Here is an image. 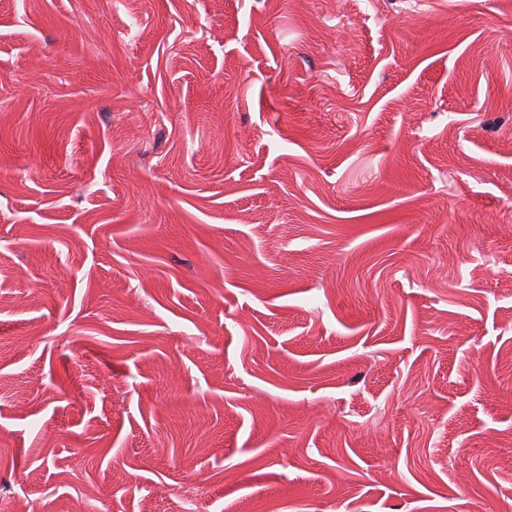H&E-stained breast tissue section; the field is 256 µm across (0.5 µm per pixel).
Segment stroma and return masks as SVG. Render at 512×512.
Masks as SVG:
<instances>
[{"label": "stroma", "instance_id": "obj_1", "mask_svg": "<svg viewBox=\"0 0 512 512\" xmlns=\"http://www.w3.org/2000/svg\"><path fill=\"white\" fill-rule=\"evenodd\" d=\"M27 331L0 512L512 507V0H0Z\"/></svg>", "mask_w": 512, "mask_h": 512}]
</instances>
